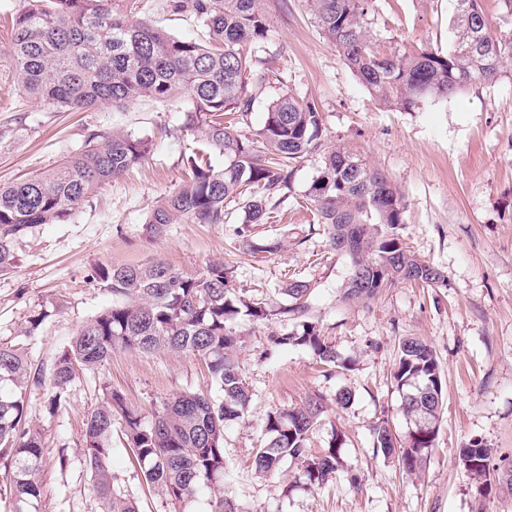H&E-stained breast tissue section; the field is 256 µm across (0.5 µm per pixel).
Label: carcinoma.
Wrapping results in <instances>:
<instances>
[{"label": "carcinoma", "mask_w": 512, "mask_h": 512, "mask_svg": "<svg viewBox=\"0 0 512 512\" xmlns=\"http://www.w3.org/2000/svg\"><path fill=\"white\" fill-rule=\"evenodd\" d=\"M323 36L356 77L385 106L411 109L429 97H448L468 86L492 81L512 63V30L496 36L482 0H456L454 46L443 53L432 47L416 51L387 48L371 30L374 0H307ZM13 20L10 56L22 91L31 99L66 112L101 105L133 103L143 98L170 102L183 98L181 129L201 149L186 158L188 179L153 209L150 232L160 236L179 221L222 224L224 203L240 205L243 247L253 252L277 249L246 235L263 224L287 199L291 165L321 157L308 195L316 224L331 247L358 241L344 252L350 274L378 265L366 288H347L344 298L369 299L401 281L436 286L444 275L417 257L397 229L405 205L386 176L361 157L327 144L318 105L282 91L267 105L264 124L253 135L240 133L255 101L283 84L266 45L268 17L264 0H167V7L193 17L206 43L172 37L145 19L131 18L114 0H28ZM147 138L114 131L91 133L74 157L61 166L0 184V272L14 268L13 243L35 224H59L103 186L146 160ZM224 155V167L212 166L209 153ZM90 282L112 293V309L86 324L57 354L50 375L56 393L53 410L78 371H93L121 346L140 353L167 350L205 361L222 396L218 400L184 393L165 401L147 424L123 395L104 387L100 404L87 415L85 457L104 512H139L134 501L113 484L112 430L122 425L128 448L148 485L173 505L183 507L203 489L224 480V426L244 415L251 394L235 360L238 335L232 322L245 314L255 320L272 315L264 302L247 301L229 285V271L217 262L187 274L163 260L137 266H97ZM308 282L292 280L284 294L294 302L281 313L305 310ZM284 347L308 349L325 366L336 365V351L313 324L279 335ZM403 392L401 409L412 424L408 438H392L387 423L373 426L374 447L397 454L408 473L420 470L433 446L444 404L439 364L432 348L409 337L401 341L393 372ZM31 376L23 352L0 346V458L10 459L15 512H32L41 495L43 445L28 424L24 395ZM322 413L310 399L288 412L272 411L265 424L266 443L253 465L261 473L286 462L303 461L302 476L320 485L339 468L332 439L321 455L308 452V440ZM493 450L481 441L460 449L476 492L484 496L492 480L512 486V470L491 466ZM208 512H238L224 494L208 501Z\"/></svg>", "instance_id": "carcinoma-1"}]
</instances>
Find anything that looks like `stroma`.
<instances>
[{"mask_svg":"<svg viewBox=\"0 0 512 512\" xmlns=\"http://www.w3.org/2000/svg\"><path fill=\"white\" fill-rule=\"evenodd\" d=\"M28 0H0V183L44 172L67 160L89 132L120 130L151 139L152 157L101 189L61 224H40L14 243V269L0 274V345L23 348L31 368L50 371L57 352L112 296L87 280L98 265H140L163 259L194 274L213 262L231 271L245 298L288 306L289 279L310 285L306 309L264 320L239 316L237 361L251 402L224 428L226 497L240 512H512V488L493 485L479 496L459 450L479 440L495 459L512 462V69L495 82L410 110L381 105L342 62L318 29L305 0H268V43L289 94L314 99L328 143L384 172L406 204L400 233L410 250L445 276L440 287L405 282L368 301H345L350 263L312 229L307 194L317 158L297 163L288 199L267 223L251 225L254 240H279L271 253L238 246L239 224L169 225L153 237L147 220L157 201L185 177L193 136L179 127L175 105L142 101L121 109L98 106L61 112L22 93L2 19ZM136 16L168 34L202 39L191 17L166 0H135ZM456 0H375L372 31L384 45L450 49ZM46 318L39 327L30 321ZM320 327L339 367L320 364L305 348L277 345L278 334L303 322ZM416 337L433 349L445 403L434 446L421 471L404 472L396 457L376 451L372 428L387 422L397 439L410 423L393 380L398 346ZM121 392L145 422L183 392L217 394L205 364L190 354H143L116 348L109 362L80 374L57 409L50 383L28 385L29 420L42 438L39 512H104L84 455V421L104 387ZM351 391L348 406L337 397ZM322 398L325 411L308 442L324 453L338 439L342 469L321 485L301 477L291 460L273 474L256 473L254 453L266 441L269 412ZM115 486L140 512H175L146 484L121 430L112 435Z\"/></svg>","mask_w":512,"mask_h":512,"instance_id":"obj_1","label":"stroma"}]
</instances>
